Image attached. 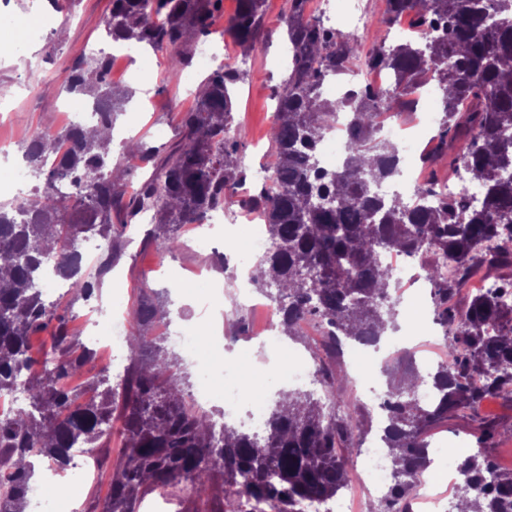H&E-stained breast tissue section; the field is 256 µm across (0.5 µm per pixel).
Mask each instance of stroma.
Here are the masks:
<instances>
[{
  "instance_id": "35a3bbf8",
  "label": "stroma",
  "mask_w": 512,
  "mask_h": 512,
  "mask_svg": "<svg viewBox=\"0 0 512 512\" xmlns=\"http://www.w3.org/2000/svg\"><path fill=\"white\" fill-rule=\"evenodd\" d=\"M285 9V0H267L258 38L246 51L225 30L237 13L238 0H221L208 37L217 53L216 64L234 63L243 54L252 62L235 86L234 101L235 121L240 126L238 155L249 169L275 161L269 135L275 121V94L288 73L289 43L280 24ZM110 10L111 0H0V143H8L11 149L10 154H0V169L13 166V152L19 151L33 132L66 126L63 85L76 61L90 60L91 48H112V41L105 36ZM360 10L366 13L369 25L358 32L354 19ZM386 11L387 0H334L331 18L335 29L370 49L388 35ZM51 12L57 14L60 27L44 23L17 36V29L30 16ZM36 58L41 61L37 68L31 65ZM207 75L204 69L195 70L190 77L172 71L166 54L145 45L137 47L127 61L113 63V82L134 93L113 127L112 157L123 172L127 189L137 188L151 175L152 168L124 153V143L177 142L181 115L194 102L193 88ZM234 248L232 239L219 238L203 253L183 250L163 255L146 242L143 233L131 234L123 256L111 273L101 278L93 295L87 298L78 290H69L60 300L59 311L66 314L71 332L83 345L87 338L82 331V314L107 312L110 296L119 293L124 294L127 306H134L141 290L151 289L158 292L161 307L172 309V331L195 329L206 334L216 323L224 335L236 340L238 350L252 352V337L261 316L244 307L221 264L222 254ZM197 268L217 284L218 291L208 307L199 302L193 286L181 283L183 270ZM418 290L426 296L422 303L424 328L420 335L406 337L405 343L414 348L424 367L432 358H444L447 341L441 327L433 322L432 303L427 299L429 286ZM480 418L495 421L493 460L500 470L512 471V401L503 398L484 400L477 408L461 412L432 430L429 441L440 448L436 468L447 469L448 448H477L481 432L476 421ZM113 465V460L102 459L95 477L84 479L72 473L61 487L84 502L85 512H102L109 499Z\"/></svg>"
}]
</instances>
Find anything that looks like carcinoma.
<instances>
[{
    "instance_id": "carcinoma-1",
    "label": "carcinoma",
    "mask_w": 512,
    "mask_h": 512,
    "mask_svg": "<svg viewBox=\"0 0 512 512\" xmlns=\"http://www.w3.org/2000/svg\"><path fill=\"white\" fill-rule=\"evenodd\" d=\"M265 0H239L229 32L250 48ZM396 18H414V38L364 50L342 32L307 16L308 0H287L286 31L291 61L276 95L277 121L270 134L275 165L251 196L270 241L255 266L252 282L281 309L280 324L297 336L300 321L314 320L325 347L352 340L367 346L396 326V279L378 261L389 249L409 256L433 254L424 266L434 315L446 338L448 358L431 374L434 398L421 402L417 374L387 386L382 408L387 455H395V483L371 512H407L414 481L427 465L428 433L465 408L485 399L512 395V308L493 294H475L459 311L451 299L480 272L512 268V251L490 244L512 236V0H387ZM220 0H112L106 36L114 42L144 44L168 53L172 70L191 61V42L209 34ZM389 68L393 88L383 94L357 88L340 103L317 93L328 76L355 64ZM102 53L93 64L78 62L66 90L92 97L101 111L95 126L112 131L125 92L108 77ZM433 79L445 107L440 152L456 151L454 169L479 179L482 206L465 211L455 200L435 204L434 183L417 186L412 200L394 192L380 196L375 186L399 175V149L376 138L374 113L396 107L425 80ZM240 71L222 65L205 80L206 92L181 118L182 136L165 146L139 145L135 151L153 165L139 192L127 199L112 175V139L96 142L87 125L33 134L22 147L34 180L32 194L17 205L0 206V393L20 390L26 405L0 413V512H23L35 476L31 459L64 467L71 450L94 452L112 440L115 391L85 400L69 386L81 373L90 350L78 349L59 303L43 298L45 259L57 257L56 271L90 297L97 281L81 278L78 240L91 232L109 240L107 273L125 242V228L149 214L152 239L161 253L182 249L170 227L200 224L233 201L226 193L242 184L246 171L237 156L233 114ZM349 114L348 149L339 169L324 167L317 146L337 112ZM69 181L73 191L55 192ZM452 260L453 276L438 262ZM276 287L271 294L270 287ZM158 307L147 293L131 310L140 327L151 324ZM51 329L50 364L37 366L30 338ZM134 375L124 397L123 446L112 472V490L103 512H138L142 496L161 488L172 498L189 487L209 494L216 475L224 477L225 504L237 512L240 491L274 512H295L311 497H334L348 484L347 459L365 434L364 422L346 397L349 380L337 378L314 357L328 400L342 414H325L308 393L293 392L276 402L259 439L228 425L215 432L212 416L187 401L177 386L176 356L162 347L143 360L144 338L131 336ZM495 421L481 422L477 450L462 469L470 484H485L474 495L460 493L454 512H512V472L496 469L486 451Z\"/></svg>"
}]
</instances>
